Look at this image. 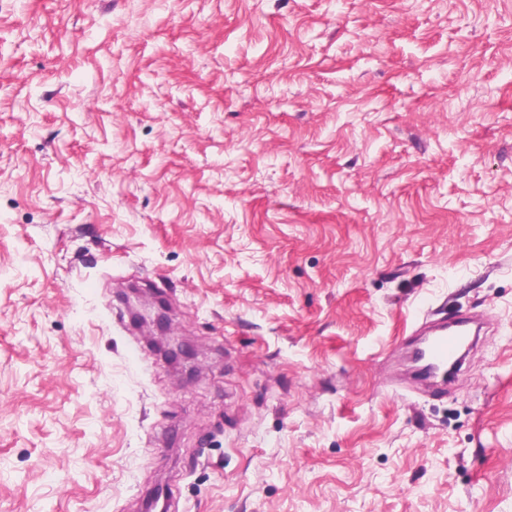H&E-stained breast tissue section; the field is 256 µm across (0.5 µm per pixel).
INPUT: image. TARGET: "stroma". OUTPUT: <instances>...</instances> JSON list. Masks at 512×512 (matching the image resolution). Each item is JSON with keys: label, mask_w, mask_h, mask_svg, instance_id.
Segmentation results:
<instances>
[{"label": "stroma", "mask_w": 512, "mask_h": 512, "mask_svg": "<svg viewBox=\"0 0 512 512\" xmlns=\"http://www.w3.org/2000/svg\"><path fill=\"white\" fill-rule=\"evenodd\" d=\"M430 309L491 323L443 394ZM158 486L512 512V0H0V512Z\"/></svg>", "instance_id": "1"}]
</instances>
